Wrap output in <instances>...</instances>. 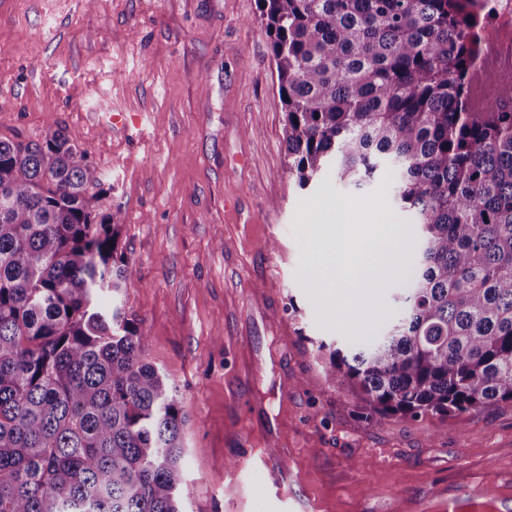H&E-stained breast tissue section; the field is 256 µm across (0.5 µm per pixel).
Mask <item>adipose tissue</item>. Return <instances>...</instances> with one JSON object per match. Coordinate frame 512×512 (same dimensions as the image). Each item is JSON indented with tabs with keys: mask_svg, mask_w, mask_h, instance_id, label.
Returning a JSON list of instances; mask_svg holds the SVG:
<instances>
[{
	"mask_svg": "<svg viewBox=\"0 0 512 512\" xmlns=\"http://www.w3.org/2000/svg\"><path fill=\"white\" fill-rule=\"evenodd\" d=\"M400 243L396 225L382 224L369 234L347 210L337 209L335 222L323 226L320 242L309 256L324 297L339 300L357 288L371 284L383 287L387 266ZM359 251L368 252L365 262H357L355 254Z\"/></svg>",
	"mask_w": 512,
	"mask_h": 512,
	"instance_id": "adipose-tissue-1",
	"label": "adipose tissue"
}]
</instances>
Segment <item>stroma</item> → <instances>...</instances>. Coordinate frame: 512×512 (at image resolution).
<instances>
[{"mask_svg":"<svg viewBox=\"0 0 512 512\" xmlns=\"http://www.w3.org/2000/svg\"><path fill=\"white\" fill-rule=\"evenodd\" d=\"M258 0H0V138L63 130L111 182L137 281L122 300L187 406L184 512H289L256 453L277 444L317 512H446L467 473L512 470V403L373 426L320 342L398 317L416 251L337 318L307 258L337 207L416 231L382 165L299 188ZM124 123L110 124L114 114Z\"/></svg>","mask_w":512,"mask_h":512,"instance_id":"35a3bbf8","label":"stroma"}]
</instances>
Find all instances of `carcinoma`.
I'll list each match as a JSON object with an SVG mask.
<instances>
[{
    "label": "carcinoma",
    "mask_w": 512,
    "mask_h": 512,
    "mask_svg": "<svg viewBox=\"0 0 512 512\" xmlns=\"http://www.w3.org/2000/svg\"><path fill=\"white\" fill-rule=\"evenodd\" d=\"M472 0H259L302 189L390 163L415 215L402 316L334 342L365 417L512 402V97L473 104ZM104 181L58 129L0 139V512H182L186 403L120 299L137 279Z\"/></svg>",
    "instance_id": "1"
}]
</instances>
